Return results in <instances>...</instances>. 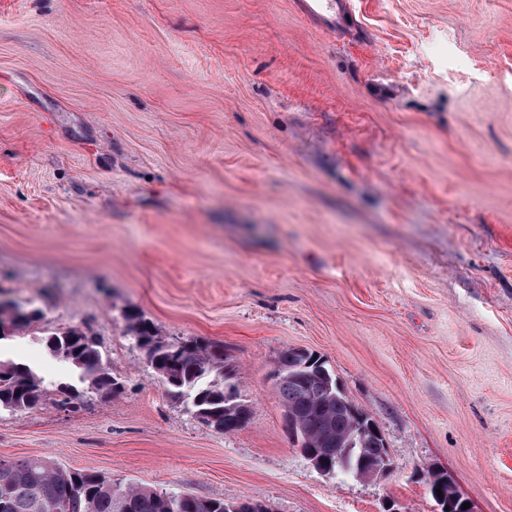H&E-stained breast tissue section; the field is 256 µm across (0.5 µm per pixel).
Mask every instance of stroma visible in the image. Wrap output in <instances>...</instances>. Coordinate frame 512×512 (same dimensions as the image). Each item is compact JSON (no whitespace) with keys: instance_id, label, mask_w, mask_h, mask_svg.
Masks as SVG:
<instances>
[{"instance_id":"1","label":"stroma","mask_w":512,"mask_h":512,"mask_svg":"<svg viewBox=\"0 0 512 512\" xmlns=\"http://www.w3.org/2000/svg\"><path fill=\"white\" fill-rule=\"evenodd\" d=\"M0 295L40 322L0 358L74 381L46 331L96 336L117 395L0 411V460L271 512H512V0H0ZM224 348L223 433L131 340ZM321 356L378 425L382 477L288 434L280 354ZM353 0H297L298 10L307 16L313 17L326 27H336L343 22L346 16L352 13ZM129 315V331L137 347L141 348L145 338L152 339L153 336L158 335L156 330L153 328V325L149 321L144 319V317L141 314L131 313ZM157 338L160 342L164 344L167 343L162 341L158 336Z\"/></svg>"}]
</instances>
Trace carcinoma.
I'll return each mask as SVG.
<instances>
[{
  "mask_svg": "<svg viewBox=\"0 0 512 512\" xmlns=\"http://www.w3.org/2000/svg\"><path fill=\"white\" fill-rule=\"evenodd\" d=\"M4 304L0 299V341L39 321L35 309L6 327L2 325ZM128 320L136 346L157 335L142 315L132 313ZM81 333L79 328L50 332L45 335V347L79 372L87 390L100 395L117 394L120 384L112 376L100 346L81 342ZM191 343L194 345L192 363L178 367L169 354L156 350L151 354L150 367L169 376L162 381L168 395H190L188 412L201 410L222 420L224 381L234 369L225 364L222 347L199 339ZM298 360L294 349L281 354L278 361L281 375L276 382L278 397L299 430L312 441L316 454L328 461L337 475L354 476L358 461H372L386 452L384 439L375 438L361 446L349 445L354 403L344 393L327 391L322 380L300 373ZM50 391L70 395L65 384L50 386L29 365L0 360V410L33 409ZM41 504L59 512H224L228 502L138 486L122 489L112 485V478L102 473L64 469L43 457L6 460L0 464V512H42Z\"/></svg>",
  "mask_w": 512,
  "mask_h": 512,
  "instance_id": "carcinoma-1",
  "label": "carcinoma"
}]
</instances>
